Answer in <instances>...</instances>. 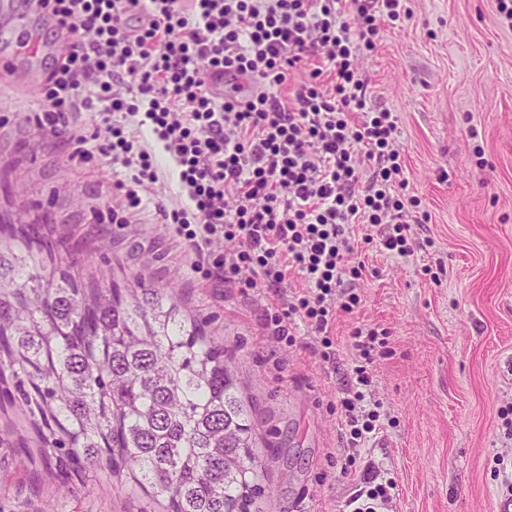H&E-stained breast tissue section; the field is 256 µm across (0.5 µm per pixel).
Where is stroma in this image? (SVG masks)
I'll use <instances>...</instances> for the list:
<instances>
[{
	"label": "stroma",
	"mask_w": 512,
	"mask_h": 512,
	"mask_svg": "<svg viewBox=\"0 0 512 512\" xmlns=\"http://www.w3.org/2000/svg\"><path fill=\"white\" fill-rule=\"evenodd\" d=\"M413 17L365 57L371 106L396 112L402 159L430 216L417 229L432 248L409 257L362 246L361 279L344 281L361 304L337 317L336 359L301 345L272 352L259 314L236 290L197 282L180 243L144 221L98 224L95 174L36 147L13 114L37 109L31 89L51 59L17 54L0 39V209L48 218L78 268L104 266L172 289L223 338L255 406L264 512H342L369 472L395 478L389 512H500L495 458L512 459L499 410L512 401V28L496 0H407ZM390 331L374 366L375 393L391 419L355 469L338 400L350 383L352 327ZM36 437L23 413L0 409V512H139L116 478L52 485L25 448Z\"/></svg>",
	"instance_id": "stroma-1"
}]
</instances>
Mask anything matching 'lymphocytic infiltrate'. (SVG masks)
Segmentation results:
<instances>
[{
	"label": "lymphocytic infiltrate",
	"mask_w": 512,
	"mask_h": 512,
	"mask_svg": "<svg viewBox=\"0 0 512 512\" xmlns=\"http://www.w3.org/2000/svg\"><path fill=\"white\" fill-rule=\"evenodd\" d=\"M67 44L40 89L41 108L17 114L40 147L96 162L93 209L137 224L147 201L181 238L197 279L220 280L262 302L275 345L312 332L330 360L337 313L361 299L340 292L360 279L359 243L401 257L430 247L408 191L396 113L368 104L359 66L385 28L411 19L404 0H35ZM150 126L175 165L186 201H156L160 180ZM122 166L127 178L112 176ZM368 226L362 240L350 233ZM300 287L288 285L290 277ZM387 329L357 326L361 363L340 403L351 447L380 429L370 371ZM397 484L368 478L347 512H384Z\"/></svg>",
	"instance_id": "f902f5d3"
}]
</instances>
